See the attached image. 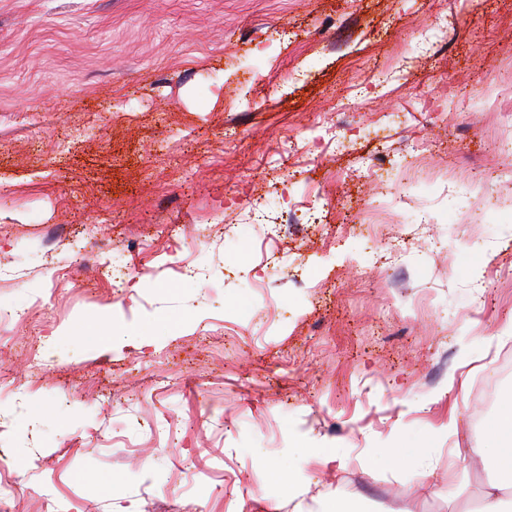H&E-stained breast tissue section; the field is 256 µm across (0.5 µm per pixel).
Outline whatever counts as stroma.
I'll use <instances>...</instances> for the list:
<instances>
[{"label": "stroma", "mask_w": 512, "mask_h": 512, "mask_svg": "<svg viewBox=\"0 0 512 512\" xmlns=\"http://www.w3.org/2000/svg\"><path fill=\"white\" fill-rule=\"evenodd\" d=\"M506 100L512 0H0L9 512H468L512 393V178L464 223ZM413 160L392 259L369 205ZM309 183L340 207L265 264L252 199Z\"/></svg>", "instance_id": "obj_1"}]
</instances>
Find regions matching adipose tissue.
I'll return each instance as SVG.
<instances>
[{
	"label": "adipose tissue",
	"mask_w": 512,
	"mask_h": 512,
	"mask_svg": "<svg viewBox=\"0 0 512 512\" xmlns=\"http://www.w3.org/2000/svg\"><path fill=\"white\" fill-rule=\"evenodd\" d=\"M498 445L492 448L495 470L482 492L476 512H512V497L505 490L512 488V396L504 398L494 418Z\"/></svg>",
	"instance_id": "adipose-tissue-1"
}]
</instances>
